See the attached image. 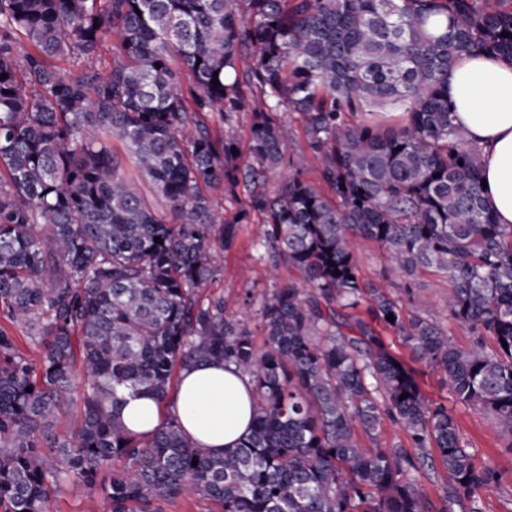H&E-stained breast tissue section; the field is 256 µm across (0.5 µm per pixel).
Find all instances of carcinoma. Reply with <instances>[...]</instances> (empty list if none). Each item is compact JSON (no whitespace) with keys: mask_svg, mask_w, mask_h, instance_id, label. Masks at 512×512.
Masks as SVG:
<instances>
[{"mask_svg":"<svg viewBox=\"0 0 512 512\" xmlns=\"http://www.w3.org/2000/svg\"><path fill=\"white\" fill-rule=\"evenodd\" d=\"M474 53L512 60V0H0V512H47L65 482L111 512L184 495L205 512H483L502 473L381 334L512 448V224L487 208L448 104V71ZM286 112L307 151H289ZM253 222L276 282L261 347L204 294ZM363 240L406 295L417 271L441 273L470 347L367 280ZM212 361L253 383L239 447L209 453L174 416L145 437L124 427L125 396L164 400ZM387 420L412 448L377 447ZM429 448L437 503L418 479ZM390 347L393 352L407 365L414 370L415 380L421 392L430 402L444 403L451 406L448 401V385L443 376L436 370L415 362L411 358L410 351L397 341L394 336H388ZM428 451L430 460H428V466L423 470V474L419 476V480L430 496L437 500L445 488L446 476L436 450L429 448Z\"/></svg>","mask_w":512,"mask_h":512,"instance_id":"cac0c4a2","label":"carcinoma"}]
</instances>
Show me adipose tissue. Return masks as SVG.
I'll return each instance as SVG.
<instances>
[{"mask_svg":"<svg viewBox=\"0 0 512 512\" xmlns=\"http://www.w3.org/2000/svg\"><path fill=\"white\" fill-rule=\"evenodd\" d=\"M455 122L485 157V202L498 223L512 224V63L484 55L458 61L448 75ZM253 385L234 366L197 362L185 367L167 403L142 395L121 410L125 427L150 434L177 415L185 433L214 453L236 447L250 432Z\"/></svg>","mask_w":512,"mask_h":512,"instance_id":"1","label":"adipose tissue"}]
</instances>
